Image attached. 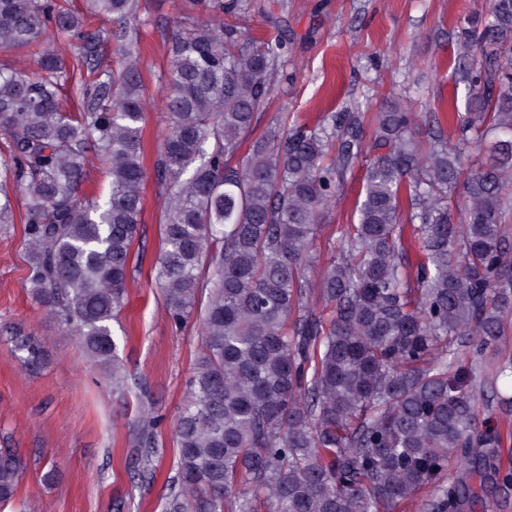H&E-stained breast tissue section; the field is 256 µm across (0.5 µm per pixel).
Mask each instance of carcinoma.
<instances>
[{
    "label": "carcinoma",
    "instance_id": "1",
    "mask_svg": "<svg viewBox=\"0 0 512 512\" xmlns=\"http://www.w3.org/2000/svg\"><path fill=\"white\" fill-rule=\"evenodd\" d=\"M200 15L173 28L161 89L170 124L155 164L163 197L155 280L176 324L200 318L204 345L176 420L177 472L164 512H392L427 494L428 512H465L468 477L512 488L496 459L500 435L475 421L466 361L484 371L499 410L512 413L497 380L512 378L500 344L512 331V0L467 21L460 55L481 54L473 112H455L458 143L415 138L418 116L400 104L376 115L330 112L309 129L280 124L240 151L255 112L281 77L282 40L259 45L224 15L243 0H193ZM112 22L121 63L101 68L100 36L62 0H0V50L37 45L38 71L0 70V231L25 200L24 286L58 328L78 338L112 387L128 378L112 321L127 296L145 178L143 84L132 38L138 0H90ZM80 100L72 114L62 94ZM486 148L469 170L471 144ZM373 153L357 222L336 240L337 260L312 285L316 225L336 181ZM109 191L78 189L90 156ZM463 204L452 205L457 187ZM409 231L422 253L412 269ZM213 268L200 283L203 264ZM22 365L37 370L40 345L15 337ZM161 418L141 408L135 456L153 475ZM462 477L444 480L448 463ZM20 458L0 450V509L15 502Z\"/></svg>",
    "mask_w": 512,
    "mask_h": 512
}]
</instances>
